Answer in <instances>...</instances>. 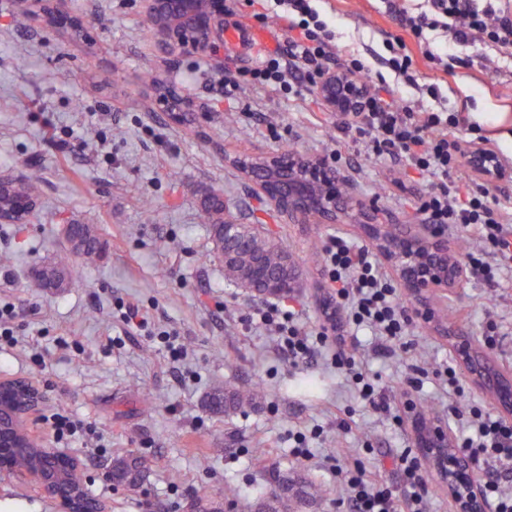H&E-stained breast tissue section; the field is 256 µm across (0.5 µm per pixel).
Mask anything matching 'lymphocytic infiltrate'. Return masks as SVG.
Listing matches in <instances>:
<instances>
[{
  "mask_svg": "<svg viewBox=\"0 0 512 512\" xmlns=\"http://www.w3.org/2000/svg\"><path fill=\"white\" fill-rule=\"evenodd\" d=\"M427 2L428 11L418 13L398 0L389 5L400 31L387 41L392 56L386 64L398 78L414 80V60L407 51L411 42L423 60L440 66L444 74H453V65L432 49L436 31L457 43H487L500 58L512 60V0ZM270 10L285 23L288 48L268 52L265 64L251 73L253 84L302 99L309 86L327 73L330 61L340 63L343 73L363 85L365 99L360 111L337 114V128L361 140L367 156L402 161L425 179L428 188L417 201V212L437 229L476 232L481 245L467 253L466 264L489 286L498 285L505 272L512 271V209L491 195L486 184L460 175L462 140L454 130L462 124V117L444 106L427 109L421 102L403 99L386 80L372 81L354 50L333 44L311 0H272ZM323 261L349 331L371 329L378 340V353L408 351L406 336L412 319L369 250L335 235L323 247ZM254 314L278 337L290 364H307L317 350L330 349L332 365L353 384L365 405L383 414L393 410L417 413L418 379H408L397 403H390L378 377L363 369L343 337L331 335L324 326L304 330L294 312L274 303L255 308ZM454 444L483 472V495L495 512H512V493L503 488L512 480V421L471 407L468 428L457 435ZM397 466L405 487L401 497L367 475L359 464L337 468L335 474L346 491L342 505L348 512H425L428 492L421 457L413 449H404Z\"/></svg>",
  "mask_w": 512,
  "mask_h": 512,
  "instance_id": "obj_1",
  "label": "lymphocytic infiltrate"
}]
</instances>
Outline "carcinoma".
Listing matches in <instances>:
<instances>
[{
  "label": "carcinoma",
  "mask_w": 512,
  "mask_h": 512,
  "mask_svg": "<svg viewBox=\"0 0 512 512\" xmlns=\"http://www.w3.org/2000/svg\"><path fill=\"white\" fill-rule=\"evenodd\" d=\"M224 208L217 194L204 203L200 220L211 226L214 250L224 253ZM241 248L224 263L225 278L236 282L238 276L249 269L255 258L263 262L266 272L285 281L292 269V253L288 246L264 233L256 224H239L234 227ZM67 246L54 259L31 269L32 278L43 288L60 290L78 285L74 268L78 260H93L99 252V237L92 224H69L64 231ZM253 401L249 390L226 386L216 388L209 394L207 403L216 413L244 410ZM29 461L20 455H10L8 475L21 479L29 470ZM143 463L131 453L115 459L112 463V482L134 486L142 477ZM274 487L269 493H259L252 505L254 512H303L324 495L323 488L299 471L275 472Z\"/></svg>",
  "instance_id": "1"
}]
</instances>
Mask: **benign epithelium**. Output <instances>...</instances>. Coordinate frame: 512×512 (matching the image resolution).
I'll return each mask as SVG.
<instances>
[{
    "mask_svg": "<svg viewBox=\"0 0 512 512\" xmlns=\"http://www.w3.org/2000/svg\"><path fill=\"white\" fill-rule=\"evenodd\" d=\"M146 12L155 20L158 42L169 50L217 49L222 41L224 0H145ZM41 12L53 27L71 35L79 32V19L43 0ZM325 105L333 112H355L363 101L362 91L349 79L331 72L319 86ZM168 119L198 124L208 113L195 108L176 89L159 91ZM467 166L477 175L494 181L503 174L495 157L478 148L465 153ZM241 171L254 191L265 197L291 224H339L351 217L378 254L388 261L405 293L423 306L433 321L429 298L456 287L465 277L464 267L452 255L448 237L424 224H383L377 208L358 201L340 200L336 173L327 165L300 154L257 156L239 161ZM455 347L458 362L468 378L489 394L497 407L512 412V372L501 369L475 344L473 337L440 328ZM41 392L22 378L0 380V468L8 465V452L22 449L33 457L29 480L37 492L60 501L66 512H106L94 497L78 498L59 493L61 467L77 461L54 448L33 446L29 417L38 409ZM416 444L439 482L448 489L455 512H488L479 492L471 462L454 448L448 431L439 423L421 422L415 427Z\"/></svg>",
    "mask_w": 512,
    "mask_h": 512,
    "instance_id": "7a95c632",
    "label": "benign epithelium"
}]
</instances>
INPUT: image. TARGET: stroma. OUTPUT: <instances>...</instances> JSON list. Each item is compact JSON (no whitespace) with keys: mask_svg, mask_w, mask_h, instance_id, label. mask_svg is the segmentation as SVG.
<instances>
[{"mask_svg":"<svg viewBox=\"0 0 512 512\" xmlns=\"http://www.w3.org/2000/svg\"><path fill=\"white\" fill-rule=\"evenodd\" d=\"M81 17L96 13L99 24L80 37L48 25L37 4L21 9L18 0H0V174L40 185L37 206L27 223L0 224V305L11 304L14 344H0V377H23L43 399L32 434L56 447L46 421L64 409L95 425L100 438L68 448L86 475L87 489L108 512H188L203 486L220 492L232 487L231 512H251L253 499L270 491L271 469L305 470L327 493L310 512H345L331 465L360 461L366 473L394 489L402 483L392 459L415 445L411 423L395 426L365 407L351 383L323 356L295 367L276 337L247 327L245 316L261 299L224 277V262L212 249L209 225L199 212L213 191L224 199V216L238 224H259L281 239L300 268V286L290 304L305 328L325 315L319 297L331 296L320 260L311 259L312 242L333 235L361 240L351 224H292L257 195L229 156L247 157L295 151L318 159L341 149L346 163L340 177L348 196L378 205L391 224H418V195L426 183L403 163L366 157L364 146L336 127L319 91L298 100L266 88L245 85L235 98L224 96L225 73L255 65L259 50L283 40L276 19H262L259 0H237L224 17L220 56L206 49L167 54L142 24L144 0H57ZM315 7L339 44L358 50L364 65L400 96L433 107L422 85L435 84L455 112L485 113L482 133L498 153L512 157V63L479 43L437 38L438 51L457 64L454 76L416 60V84L397 82L378 64L388 55L386 34L397 25L383 0H316ZM27 11V28L12 19ZM152 71L156 81L143 80ZM175 86L211 114L201 128L175 125L157 101L156 85ZM276 125L278 138L267 133ZM70 147L60 151L57 144ZM155 206L144 222L143 202ZM73 221L96 225L103 245L99 260L78 264L80 287L49 291L29 276L64 244L63 227ZM137 302L146 324L124 344L118 336L120 304ZM442 323L460 325L481 340L488 319L503 327L501 347L492 355L512 370V284L489 287L475 275L459 288L431 301ZM176 331L186 348L171 360L157 340ZM408 352L387 358L373 352L374 336L361 332L357 352L370 373L379 375L396 396L412 366L434 370L454 350L424 319L410 330ZM233 385L255 394L251 407L224 416L206 404L215 387ZM448 413V396L433 378L419 395L429 417L450 434L466 424L471 405L493 411L490 396L474 383ZM155 408L143 413L144 400ZM355 411L352 431L336 425V411ZM321 434L311 442L313 457L291 452V434ZM373 451H366L364 441ZM133 453L146 466L134 489L113 484L112 460ZM208 457V468L198 466ZM20 512H61L26 481L0 473V502Z\"/></svg>","mask_w":512,"mask_h":512,"instance_id":"obj_1","label":"stroma"}]
</instances>
